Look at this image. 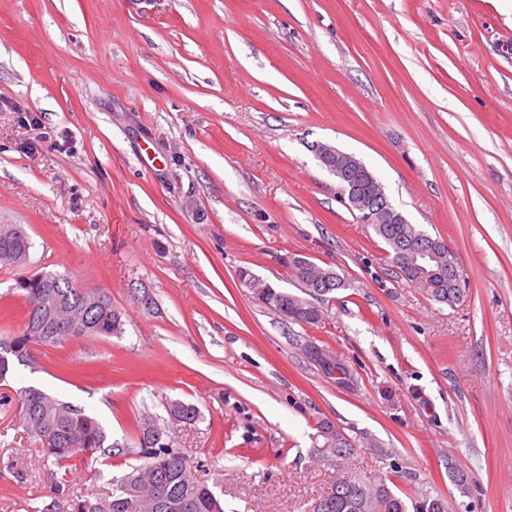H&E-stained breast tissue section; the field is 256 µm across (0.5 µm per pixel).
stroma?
<instances>
[{"mask_svg":"<svg viewBox=\"0 0 512 512\" xmlns=\"http://www.w3.org/2000/svg\"><path fill=\"white\" fill-rule=\"evenodd\" d=\"M356 155L469 282L449 306L393 268L313 144ZM0 334L20 273L104 289L119 336L43 348L0 386V512L111 491L137 454L58 467L15 416L35 385L114 437L156 418L224 512H306L336 469L316 425L407 503L512 512V9L503 0H0ZM346 286L314 326L240 281L295 291L288 262ZM153 310H144L142 294ZM341 359L348 384L307 355ZM196 405L185 423L166 399ZM476 483L460 496L449 463ZM64 496L51 497L53 482ZM0 266H20L29 258L32 243L30 236L21 224H15L19 232L5 231V226L0 225Z\"/></svg>","mask_w":512,"mask_h":512,"instance_id":"35a3bbf8","label":"stroma"}]
</instances>
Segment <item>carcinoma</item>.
Segmentation results:
<instances>
[{"label": "carcinoma", "instance_id": "obj_1", "mask_svg": "<svg viewBox=\"0 0 512 512\" xmlns=\"http://www.w3.org/2000/svg\"><path fill=\"white\" fill-rule=\"evenodd\" d=\"M381 212L369 217L376 236L386 245L392 265L409 282L416 281L419 268L411 262L409 247L417 243L423 230L416 224H380ZM19 231L0 229V266H20L29 258L32 243L24 225ZM436 257L425 263L435 271L433 279L443 286L431 289L432 297L448 305L462 301L468 289L453 251L438 237H430ZM292 277L305 289V295H286L282 288L266 287V283L240 276L255 287L258 299L275 312L288 301V320L314 325L322 317L321 302L327 294L308 287L306 281L327 277L333 290L345 287V280L328 265L301 264V258L291 261ZM15 288L29 303L22 328L0 336V381L14 376L19 366L31 371L40 368L36 352L41 347H54L72 337L119 336L123 333L122 312L112 306V299L102 288L84 286L64 275L42 272L20 276ZM321 349L310 346L309 358L327 373L336 371L339 380L348 372L334 356L330 363L320 358ZM16 416L26 433L41 440L45 455L59 464L83 460L96 455L121 457L138 449L142 463L130 467L112 480V492L90 493L71 500L70 512H224V501L196 475V466L173 447L165 430L156 420L145 417L138 422L135 435L121 439L112 433L92 413L84 408L33 385L15 390ZM168 413L184 422L195 421L198 409L179 399L167 401ZM355 440L334 425L323 422L317 426L315 455L336 462V481L326 494L310 506L308 512H407L406 501L396 494L386 476L359 475L347 466L353 454ZM448 477L460 495L469 493L472 477L456 465H448ZM441 496H426L416 505V512H448Z\"/></svg>", "mask_w": 512, "mask_h": 512}]
</instances>
